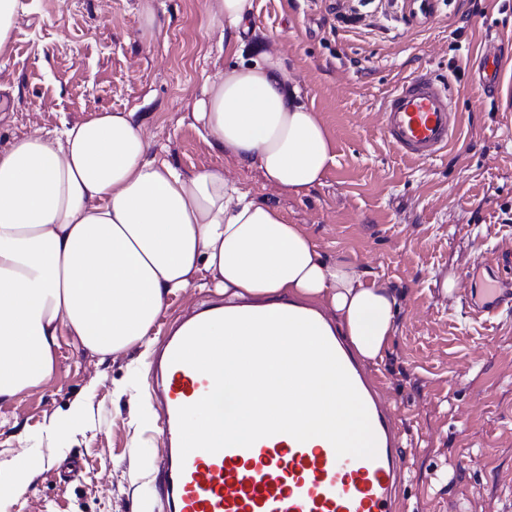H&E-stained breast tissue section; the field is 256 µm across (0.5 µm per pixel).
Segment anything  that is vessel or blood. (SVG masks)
Instances as JSON below:
<instances>
[{
    "label": "vessel or blood",
    "instance_id": "b4317fda",
    "mask_svg": "<svg viewBox=\"0 0 512 512\" xmlns=\"http://www.w3.org/2000/svg\"><path fill=\"white\" fill-rule=\"evenodd\" d=\"M438 0H402L408 26L434 18ZM501 60L488 58L477 72L484 87L497 89ZM389 145L413 162L447 150L462 115L446 82L430 73L402 80L380 110ZM490 279L467 306L473 319L487 321L512 304V250L495 251L480 264ZM213 315L198 317L182 335L169 337L155 364L165 407L160 491L169 512H408L399 489L409 471L398 416L339 330L321 336L353 401L360 407L367 446L341 450L335 431L310 444L298 417L251 439L230 432L223 440L199 437L187 445L184 430L192 409L209 399L222 368L202 370L186 349L207 332Z\"/></svg>",
    "mask_w": 512,
    "mask_h": 512
}]
</instances>
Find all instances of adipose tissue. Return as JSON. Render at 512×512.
<instances>
[{
	"mask_svg": "<svg viewBox=\"0 0 512 512\" xmlns=\"http://www.w3.org/2000/svg\"><path fill=\"white\" fill-rule=\"evenodd\" d=\"M254 0H211L206 27L237 35L233 63L206 77L193 106L204 140L239 165L258 168L281 193L304 196L335 161L316 112L301 101L283 59L244 58ZM226 301L277 309L295 299L327 311L363 359L383 358L395 332L397 296L343 258L324 256L302 225L256 199L223 168L187 177L153 156L132 113L104 111L53 133L35 132L0 152V400L48 382L61 339L100 355L150 353L152 329L170 296L198 288L199 272ZM310 323L217 321L213 339L239 341L243 357L263 353L271 373L262 392L240 388L225 362L223 414L190 418L189 436L227 431L257 437L265 413L308 419L318 441L337 426L343 450L363 448L360 411ZM293 380L279 374L292 353Z\"/></svg>",
	"mask_w": 512,
	"mask_h": 512,
	"instance_id": "ef3b65f1",
	"label": "adipose tissue"
}]
</instances>
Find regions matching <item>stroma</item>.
I'll return each mask as SVG.
<instances>
[{
	"mask_svg": "<svg viewBox=\"0 0 512 512\" xmlns=\"http://www.w3.org/2000/svg\"><path fill=\"white\" fill-rule=\"evenodd\" d=\"M23 2L0 57V151L126 110L144 124L153 154L183 175L223 167L303 225L324 254L395 289L396 330L371 368L404 429L409 512H512V307L476 322L464 301L474 264L512 248V0H485L460 37L465 0H442L432 22L412 29L390 0H341L337 12L359 18L334 35L329 0H255L246 56L282 57L334 142V165L303 197L218 156L194 127L205 76L231 61L221 32L204 25L208 0H159L150 35L139 0ZM496 50L503 83L485 93L467 68ZM423 71L449 82L463 125L447 151L413 164L387 144L379 110L400 80ZM448 277L458 282L449 293ZM217 301L204 289L170 297L157 341ZM137 357L104 358L65 339L49 382L0 401V470L18 454L37 463L6 512H166L156 489L161 408ZM77 402L79 426L67 441L51 439L49 426Z\"/></svg>",
	"mask_w": 512,
	"mask_h": 512,
	"instance_id": "1",
	"label": "stroma"
}]
</instances>
